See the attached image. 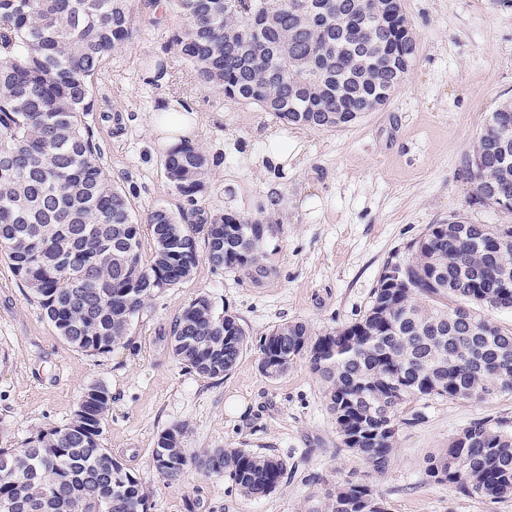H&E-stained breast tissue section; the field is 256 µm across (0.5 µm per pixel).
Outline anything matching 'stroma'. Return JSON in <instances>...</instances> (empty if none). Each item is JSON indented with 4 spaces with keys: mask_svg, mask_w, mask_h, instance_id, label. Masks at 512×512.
Listing matches in <instances>:
<instances>
[{
    "mask_svg": "<svg viewBox=\"0 0 512 512\" xmlns=\"http://www.w3.org/2000/svg\"><path fill=\"white\" fill-rule=\"evenodd\" d=\"M418 39L417 57L386 107L352 127L315 132L279 122L202 87L171 45L179 17L136 0L139 33L111 55L86 116L112 181L131 191L135 219L158 204L185 200L170 187L149 118L185 102L203 122L191 144L223 155L199 202L274 226L270 274L254 284L200 261L191 278L147 301L128 347L89 356L69 347L31 291L0 256V448H18L39 430L64 425L85 389L105 385L112 405L102 444L139 474L149 512H311L349 478L380 493L386 512H512V498L491 501L427 481L428 456L480 417L512 423V394L482 401L435 398L406 404L384 473L345 450L321 379L307 359L267 378L248 350L216 381L188 371L163 336L199 296L229 310L252 336L302 320L320 332L366 312L383 264L404 257L430 224L452 217L506 224L512 217L470 203L464 160L488 117L512 99V7L499 0H403ZM165 60L154 80L156 60ZM186 425V448L202 453L246 448L287 464L270 495H242L224 475L188 468L169 484L151 470L157 435Z\"/></svg>",
    "mask_w": 512,
    "mask_h": 512,
    "instance_id": "1",
    "label": "stroma"
}]
</instances>
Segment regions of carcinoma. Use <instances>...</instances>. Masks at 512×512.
Returning <instances> with one entry per match:
<instances>
[{
	"instance_id": "obj_1",
	"label": "carcinoma",
	"mask_w": 512,
	"mask_h": 512,
	"mask_svg": "<svg viewBox=\"0 0 512 512\" xmlns=\"http://www.w3.org/2000/svg\"><path fill=\"white\" fill-rule=\"evenodd\" d=\"M166 7L184 20L172 43L204 88L318 132L375 111L416 56L405 18L375 14L374 0H166ZM137 34L134 0H0V254L62 339L90 356L129 345L147 301L185 283L202 257L256 280L268 274L270 225L198 204L219 158L190 143L163 159L190 208L175 213L159 204L148 213L153 249L144 258L129 195L112 183L85 122L104 60ZM462 175L472 203L512 214V102L492 114ZM400 264L409 278L392 283L386 272ZM488 310H512V224L457 218L427 225L405 257L386 261L369 308L349 325L317 334L291 321L253 338L239 318L199 296L170 324L167 345L185 368L219 380L252 347L272 379L308 359L341 444L382 473L406 402L512 393V331ZM111 402L108 389L94 385L69 423L0 448V512H148L142 478L101 444ZM184 437L185 427L174 425L152 451V469L167 482L193 466L262 497L284 478L286 463L273 453H191ZM425 474L468 495L512 497L507 422L473 420L428 459ZM315 512L385 508L371 485L346 480Z\"/></svg>"
}]
</instances>
